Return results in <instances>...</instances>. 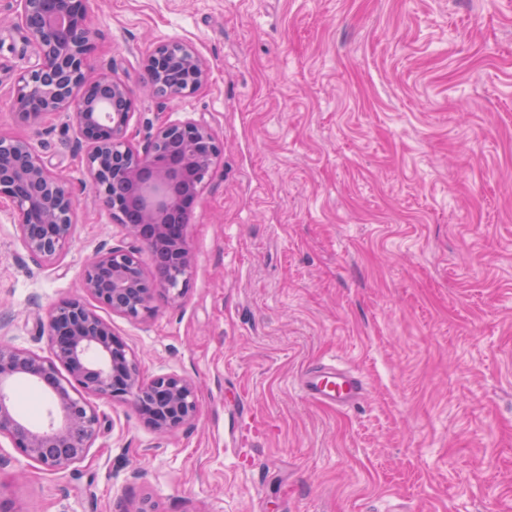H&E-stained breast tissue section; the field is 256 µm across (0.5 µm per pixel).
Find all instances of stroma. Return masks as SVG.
<instances>
[{"mask_svg": "<svg viewBox=\"0 0 512 512\" xmlns=\"http://www.w3.org/2000/svg\"><path fill=\"white\" fill-rule=\"evenodd\" d=\"M93 67L128 83V133L206 122L224 155L187 226L183 295L103 318L143 380L176 374L196 419L167 434L99 402L84 461L48 472L0 438L13 512H512V0H89ZM210 78L144 86L154 42ZM31 51L0 21V134L66 177L77 224L34 260L0 210V331L47 351L46 313L124 238L63 119L14 117ZM367 385L335 409L302 374ZM145 72L147 87L164 101L191 98L209 79V70L196 49L180 41L156 43ZM301 389L311 398L336 408L355 404L366 392L359 376L336 365L308 370L301 378Z\"/></svg>", "mask_w": 512, "mask_h": 512, "instance_id": "35a3bbf8", "label": "stroma"}]
</instances>
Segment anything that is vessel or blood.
<instances>
[{"label":"vessel or blood","instance_id":"obj_1","mask_svg":"<svg viewBox=\"0 0 512 512\" xmlns=\"http://www.w3.org/2000/svg\"><path fill=\"white\" fill-rule=\"evenodd\" d=\"M301 389L311 398L338 408L355 404L366 392L359 376L335 365L308 370L301 378Z\"/></svg>","mask_w":512,"mask_h":512}]
</instances>
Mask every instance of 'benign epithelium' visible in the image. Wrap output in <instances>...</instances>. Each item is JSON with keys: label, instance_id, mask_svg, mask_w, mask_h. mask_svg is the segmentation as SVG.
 I'll return each mask as SVG.
<instances>
[{"label": "benign epithelium", "instance_id": "7a95c632", "mask_svg": "<svg viewBox=\"0 0 512 512\" xmlns=\"http://www.w3.org/2000/svg\"><path fill=\"white\" fill-rule=\"evenodd\" d=\"M14 2V23L34 56L18 77L14 115L36 127L50 115L64 116L86 149V176L100 205L128 238L154 247L173 274L157 268L149 277L136 250L100 247L82 268L84 295L59 301L47 314L49 354L0 342V437L25 459L60 471L82 461L95 442L100 416L94 398H131L142 421L159 433L197 417L194 384L175 374L143 382L126 343L97 309L138 320L154 313L158 298L181 295L192 269L186 224L224 144L208 124L193 119L168 120L143 144L133 142L129 86L111 66L90 72L88 0ZM145 72L147 87L164 101H184L209 79L196 49L180 41L156 43ZM4 203L27 253L60 262L75 230L77 201L29 139L0 136ZM20 380L48 396L38 425L14 408Z\"/></svg>", "mask_w": 512, "mask_h": 512}]
</instances>
